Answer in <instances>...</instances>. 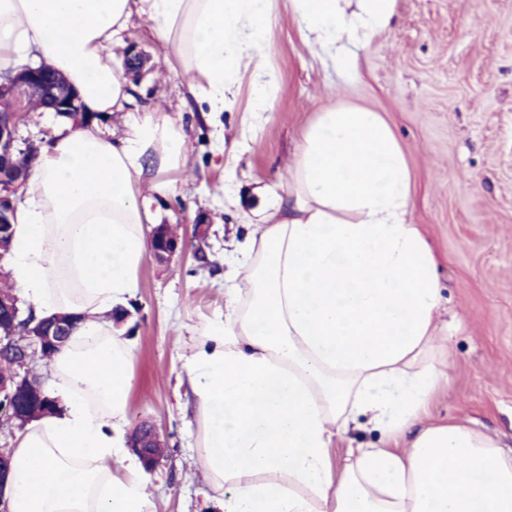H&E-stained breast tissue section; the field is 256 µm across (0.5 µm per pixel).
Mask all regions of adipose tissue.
<instances>
[{"label":"adipose tissue","mask_w":512,"mask_h":512,"mask_svg":"<svg viewBox=\"0 0 512 512\" xmlns=\"http://www.w3.org/2000/svg\"><path fill=\"white\" fill-rule=\"evenodd\" d=\"M272 0H0V69L27 58L61 72L87 114L124 111L131 88L105 48L145 16L166 55L220 112L242 67L263 59ZM303 38L333 50L385 30L395 0H289ZM189 135L145 113L125 136L64 122L42 147L12 216L5 266L45 318L80 322L54 356L58 409L11 450L9 512H155L125 449L134 351L110 315L138 287L151 240L146 192L168 194ZM410 174L373 112L329 107L307 129L274 207L249 238L224 314L183 358L199 459L223 512H512V456L467 424L435 423L448 382L435 334V258L408 223ZM366 423L378 447L337 436ZM120 468H113V461ZM380 444L379 435L376 432L351 430L337 439L333 448H330V462L333 469L340 467L347 456L349 448H357L360 445H378Z\"/></svg>","instance_id":"ef3b65f1"}]
</instances>
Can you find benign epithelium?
Listing matches in <instances>:
<instances>
[{
	"instance_id": "1",
	"label": "benign epithelium",
	"mask_w": 512,
	"mask_h": 512,
	"mask_svg": "<svg viewBox=\"0 0 512 512\" xmlns=\"http://www.w3.org/2000/svg\"><path fill=\"white\" fill-rule=\"evenodd\" d=\"M146 62L145 54L131 45L124 54L123 65L129 72H136ZM54 112L60 116L67 114L80 125L84 117L81 105L69 86L66 78L53 68L40 64L23 65L15 71L0 77V247L6 248L10 233V214L15 205L13 195L23 186L26 170L31 163L25 155L35 152L28 144L20 147L18 128L27 113L33 111ZM179 249V237L168 230V225L160 224L153 231L151 257L157 262H166ZM16 319L20 335L0 336V353L19 350L15 368L9 373H0V421L12 425L22 418L15 406L14 397L22 390L33 388L39 397L47 402L51 398L44 392L43 385L33 371L37 360L51 361L70 335V321L57 316L36 320L16 309ZM159 438L156 428L137 434L130 441V448L151 470L158 462L149 448Z\"/></svg>"
}]
</instances>
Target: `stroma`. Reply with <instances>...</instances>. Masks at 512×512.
<instances>
[{
	"label": "stroma",
	"instance_id": "35a3bbf8",
	"mask_svg": "<svg viewBox=\"0 0 512 512\" xmlns=\"http://www.w3.org/2000/svg\"><path fill=\"white\" fill-rule=\"evenodd\" d=\"M271 18L263 112L250 109L249 71L224 110L209 111L146 18L133 16L106 47L115 67L132 42L147 62L128 78L133 105L101 128L120 138L156 111L190 135L186 166L172 174L177 191L150 206L185 248L165 263L145 259L119 329L136 354L130 422L152 423L166 444L147 475L156 512H221L198 462L180 357L191 328L223 314L234 252L285 198L302 135L328 103L378 113L410 172L408 219L435 255L437 334L449 339V382L432 420L469 424L512 449V0H395L391 26L350 45V75L306 43L288 0H273ZM199 216L209 224L201 240Z\"/></svg>",
	"mask_w": 512,
	"mask_h": 512
}]
</instances>
